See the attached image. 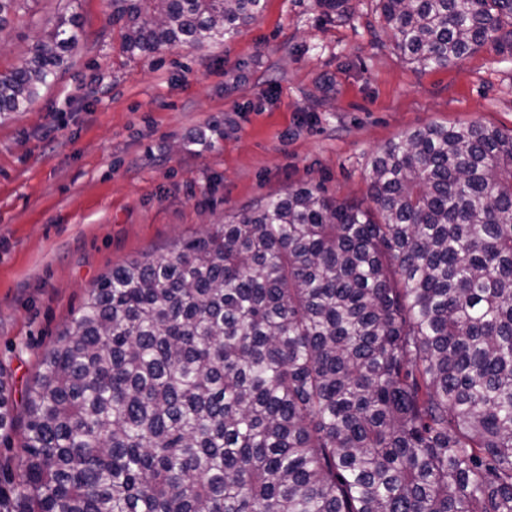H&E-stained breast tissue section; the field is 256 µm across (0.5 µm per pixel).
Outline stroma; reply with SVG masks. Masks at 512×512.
Returning a JSON list of instances; mask_svg holds the SVG:
<instances>
[{"label":"stroma","instance_id":"1","mask_svg":"<svg viewBox=\"0 0 512 512\" xmlns=\"http://www.w3.org/2000/svg\"><path fill=\"white\" fill-rule=\"evenodd\" d=\"M65 7L85 31L71 66L0 115V366L18 401L113 267L302 184L365 201L371 157L410 129H512V52L408 63L376 0L332 15L319 0H266L223 45L136 60L108 0H22L0 32V73Z\"/></svg>","mask_w":512,"mask_h":512}]
</instances>
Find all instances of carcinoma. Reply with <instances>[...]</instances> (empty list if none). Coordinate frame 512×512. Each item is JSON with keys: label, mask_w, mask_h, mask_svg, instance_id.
<instances>
[{"label": "carcinoma", "mask_w": 512, "mask_h": 512, "mask_svg": "<svg viewBox=\"0 0 512 512\" xmlns=\"http://www.w3.org/2000/svg\"><path fill=\"white\" fill-rule=\"evenodd\" d=\"M378 2L411 63L512 50V0ZM110 8L136 59L230 40L264 2ZM83 34L59 12L0 75V115ZM368 197L298 186L98 280L28 387L0 512H512V132L411 129ZM16 420L0 368V439Z\"/></svg>", "instance_id": "obj_1"}]
</instances>
